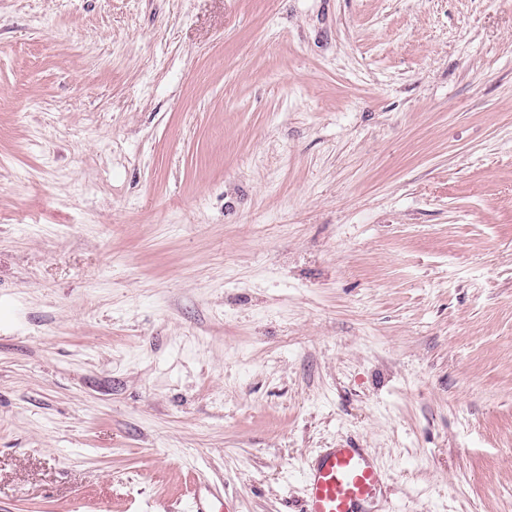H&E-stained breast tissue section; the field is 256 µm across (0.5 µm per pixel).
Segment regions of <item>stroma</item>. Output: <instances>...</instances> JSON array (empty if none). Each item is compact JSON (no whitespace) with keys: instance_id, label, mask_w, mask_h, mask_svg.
<instances>
[{"instance_id":"obj_1","label":"stroma","mask_w":512,"mask_h":512,"mask_svg":"<svg viewBox=\"0 0 512 512\" xmlns=\"http://www.w3.org/2000/svg\"><path fill=\"white\" fill-rule=\"evenodd\" d=\"M512 512V0H0V512ZM302 512H369L384 474L364 448H323L304 472ZM189 509L190 512H234L232 502L228 498L206 487H198L194 491Z\"/></svg>"}]
</instances>
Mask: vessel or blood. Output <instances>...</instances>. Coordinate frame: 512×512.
<instances>
[{"instance_id": "obj_1", "label": "vessel or blood", "mask_w": 512, "mask_h": 512, "mask_svg": "<svg viewBox=\"0 0 512 512\" xmlns=\"http://www.w3.org/2000/svg\"><path fill=\"white\" fill-rule=\"evenodd\" d=\"M302 512H367L379 496L384 474L365 449H321L304 472ZM190 512H233L231 501L213 489H196Z\"/></svg>"}]
</instances>
